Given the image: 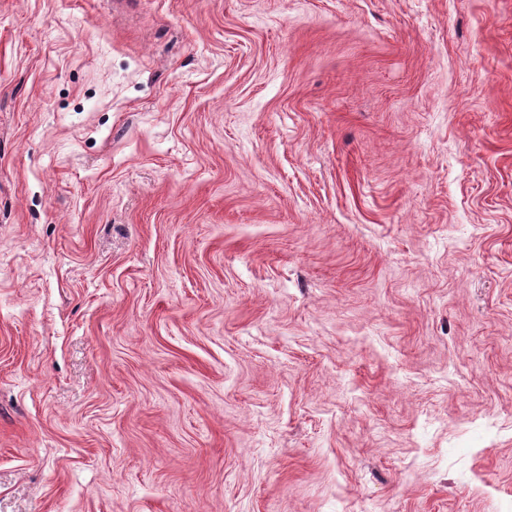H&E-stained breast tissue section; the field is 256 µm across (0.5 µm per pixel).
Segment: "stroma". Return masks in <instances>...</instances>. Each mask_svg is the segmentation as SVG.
Here are the masks:
<instances>
[{"instance_id":"stroma-1","label":"stroma","mask_w":512,"mask_h":512,"mask_svg":"<svg viewBox=\"0 0 512 512\" xmlns=\"http://www.w3.org/2000/svg\"><path fill=\"white\" fill-rule=\"evenodd\" d=\"M0 512H512V0H0Z\"/></svg>"}]
</instances>
